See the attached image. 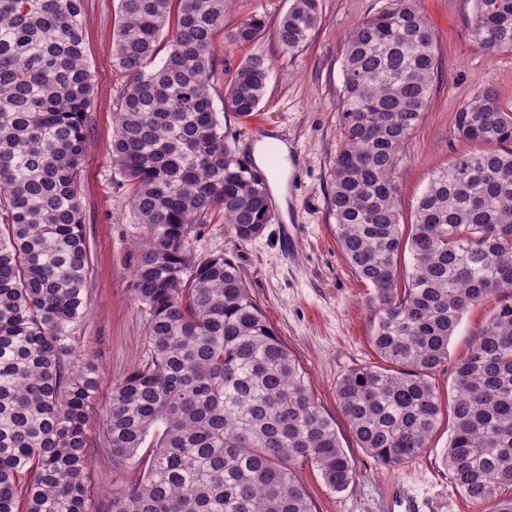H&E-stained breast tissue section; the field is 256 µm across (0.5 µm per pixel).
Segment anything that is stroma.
Listing matches in <instances>:
<instances>
[{
    "mask_svg": "<svg viewBox=\"0 0 512 512\" xmlns=\"http://www.w3.org/2000/svg\"><path fill=\"white\" fill-rule=\"evenodd\" d=\"M384 0H323V21L296 56L283 55L272 36L259 47L273 67L260 110L249 120L226 115L229 141L239 155L254 156L258 130L279 138L293 164L285 194L271 193L270 224L252 241H238L222 220L196 227L190 247L200 258L221 255L239 268L249 293L302 368L313 397L336 421V431L357 466L346 492L325 488L308 465L296 476L315 512H384L385 488L402 483L423 512H475L451 485L441 464L448 445L440 425L423 456L391 467L363 451L336 402L337 379L347 371L379 364L370 343L375 304L371 287L357 278L336 243L327 211L334 159L340 148L337 105L343 86V44L348 33L372 16ZM435 36L438 68L426 112L405 144L395 180L404 223L432 174L448 167L465 144L455 115L461 104L490 88L512 105V54L482 50L472 35L474 0H420ZM119 0H86L83 37L95 75L96 107L89 116L90 149L79 183L91 258L86 283L87 312L76 329L74 365L98 370L97 410L108 406L112 385L147 353V315L134 299V269L143 240L131 221L128 199L112 166L114 112L126 75L112 65V32ZM93 453L88 474L97 512H108L113 491L135 481L134 462L114 464L103 451L104 434L92 423Z\"/></svg>",
    "mask_w": 512,
    "mask_h": 512,
    "instance_id": "35a3bbf8",
    "label": "stroma"
}]
</instances>
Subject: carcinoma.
Instances as JSON below:
<instances>
[{
    "mask_svg": "<svg viewBox=\"0 0 512 512\" xmlns=\"http://www.w3.org/2000/svg\"><path fill=\"white\" fill-rule=\"evenodd\" d=\"M474 2L479 47L512 53V0ZM225 9L120 0L113 30L112 65L128 76L113 169L146 238L134 292L147 359L112 385L99 420L112 461L150 453L138 480L112 493L111 512H313L294 467L317 468L334 493L358 476L236 265L189 247L195 226L217 217L247 242L270 210L268 181L224 131V113L259 110L269 58L247 55L219 108L210 83L217 36L227 48L262 38L263 0L227 33ZM322 10L292 0L273 32L282 53L304 47ZM85 12L86 0H0V512H94L97 372L72 363L89 274L78 192L95 104ZM437 67L416 0H386L345 40L328 210L344 258L373 289L370 342L386 365L343 374L336 402L359 447L390 466L422 456L447 420L442 464L454 487L481 509L512 512V108L492 89L462 104L455 128L468 149L434 172L414 222L401 224L396 166ZM491 298L446 403L431 375L463 316Z\"/></svg>",
    "mask_w": 512,
    "mask_h": 512,
    "instance_id": "1",
    "label": "carcinoma"
}]
</instances>
